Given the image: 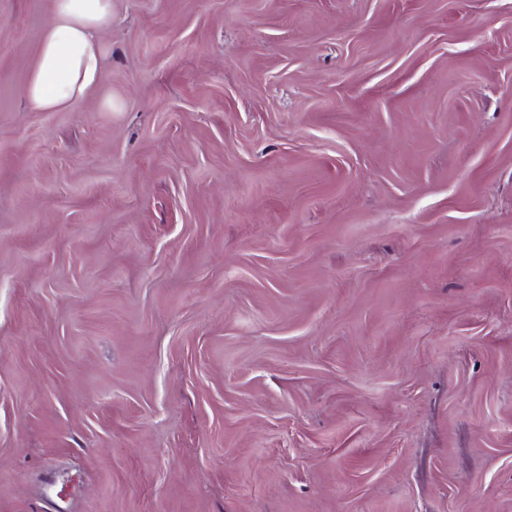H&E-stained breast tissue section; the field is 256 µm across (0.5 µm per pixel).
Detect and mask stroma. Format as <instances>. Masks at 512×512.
Returning a JSON list of instances; mask_svg holds the SVG:
<instances>
[{
  "label": "stroma",
  "mask_w": 512,
  "mask_h": 512,
  "mask_svg": "<svg viewBox=\"0 0 512 512\" xmlns=\"http://www.w3.org/2000/svg\"><path fill=\"white\" fill-rule=\"evenodd\" d=\"M0 0V512H512V0H112L30 109Z\"/></svg>",
  "instance_id": "1"
}]
</instances>
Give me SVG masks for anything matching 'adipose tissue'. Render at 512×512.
<instances>
[{
  "mask_svg": "<svg viewBox=\"0 0 512 512\" xmlns=\"http://www.w3.org/2000/svg\"><path fill=\"white\" fill-rule=\"evenodd\" d=\"M111 23L112 0H53L24 89L34 110H70L88 99L103 80L102 37Z\"/></svg>",
  "mask_w": 512,
  "mask_h": 512,
  "instance_id": "ef3b65f1",
  "label": "adipose tissue"
}]
</instances>
